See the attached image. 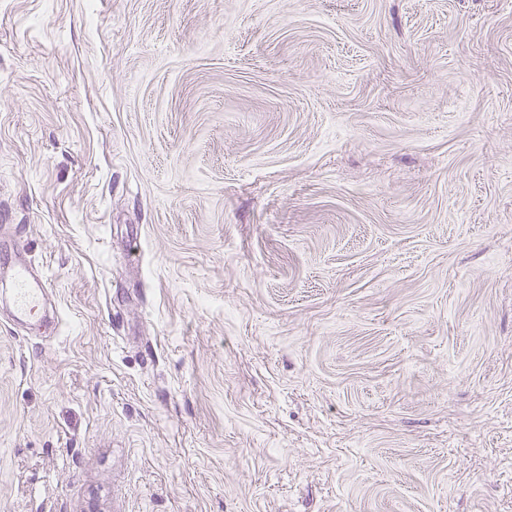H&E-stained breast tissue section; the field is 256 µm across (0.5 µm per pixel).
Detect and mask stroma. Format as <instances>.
<instances>
[{
	"label": "stroma",
	"instance_id": "1",
	"mask_svg": "<svg viewBox=\"0 0 512 512\" xmlns=\"http://www.w3.org/2000/svg\"><path fill=\"white\" fill-rule=\"evenodd\" d=\"M0 512H512V0H0ZM6 269L12 288L13 320L20 322L30 318L43 305L44 296L50 283L48 278L39 275L15 252L4 256L1 261Z\"/></svg>",
	"mask_w": 512,
	"mask_h": 512
}]
</instances>
